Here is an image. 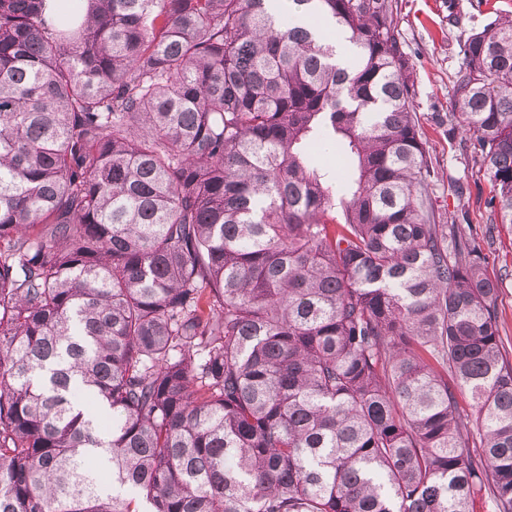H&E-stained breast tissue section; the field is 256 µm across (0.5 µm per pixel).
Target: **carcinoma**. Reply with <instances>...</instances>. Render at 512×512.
Segmentation results:
<instances>
[{
  "label": "carcinoma",
  "mask_w": 512,
  "mask_h": 512,
  "mask_svg": "<svg viewBox=\"0 0 512 512\" xmlns=\"http://www.w3.org/2000/svg\"><path fill=\"white\" fill-rule=\"evenodd\" d=\"M46 4L0 0V512H512L393 0ZM461 51L512 225V20Z\"/></svg>",
  "instance_id": "cac0c4a2"
}]
</instances>
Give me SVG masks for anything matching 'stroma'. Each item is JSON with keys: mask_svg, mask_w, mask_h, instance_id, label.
I'll use <instances>...</instances> for the list:
<instances>
[{"mask_svg": "<svg viewBox=\"0 0 512 512\" xmlns=\"http://www.w3.org/2000/svg\"><path fill=\"white\" fill-rule=\"evenodd\" d=\"M397 30L413 69L416 116L423 126L432 176L428 194L444 223L484 240L487 272L501 288L500 330L512 354V226L494 222L489 184L476 162L475 137L450 129L452 89L463 64L461 45L495 17L512 18V0H396Z\"/></svg>", "mask_w": 512, "mask_h": 512, "instance_id": "stroma-1", "label": "stroma"}]
</instances>
